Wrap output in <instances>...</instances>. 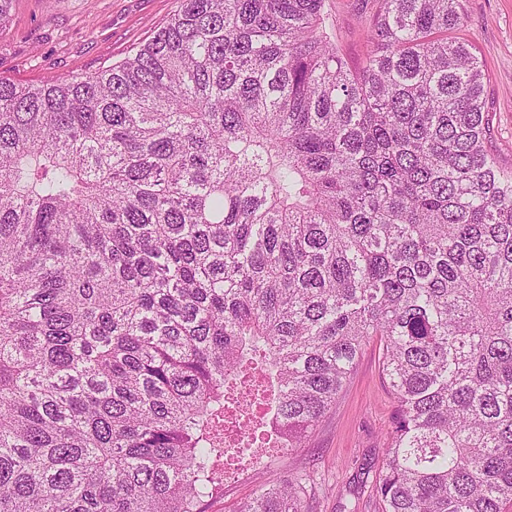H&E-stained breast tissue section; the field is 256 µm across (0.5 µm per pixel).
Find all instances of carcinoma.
I'll use <instances>...</instances> for the list:
<instances>
[{"label":"carcinoma","instance_id":"carcinoma-1","mask_svg":"<svg viewBox=\"0 0 512 512\" xmlns=\"http://www.w3.org/2000/svg\"><path fill=\"white\" fill-rule=\"evenodd\" d=\"M179 0L98 72L0 79V512H203L224 412L300 448L363 347L383 512L512 502V167L463 0ZM235 512H306L295 471ZM326 10L340 53L359 67L369 50L365 34L375 22L379 0H327Z\"/></svg>","mask_w":512,"mask_h":512}]
</instances>
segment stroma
<instances>
[{"label": "stroma", "instance_id": "obj_1", "mask_svg": "<svg viewBox=\"0 0 512 512\" xmlns=\"http://www.w3.org/2000/svg\"><path fill=\"white\" fill-rule=\"evenodd\" d=\"M178 0H12L0 23V78L37 84L48 76L90 74L128 56L161 27ZM336 45L350 66L369 50L366 32L379 0H327ZM456 36L475 48L486 78L490 146L512 166V0H463ZM378 343L368 344L335 404L304 447L223 483L205 512H235L289 471L307 475V512H379L374 492L395 413Z\"/></svg>", "mask_w": 512, "mask_h": 512}]
</instances>
